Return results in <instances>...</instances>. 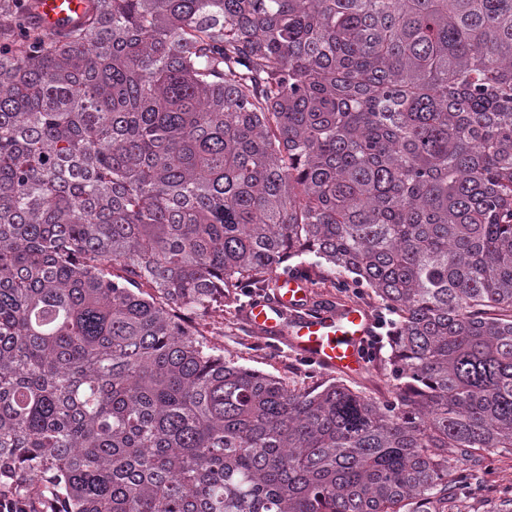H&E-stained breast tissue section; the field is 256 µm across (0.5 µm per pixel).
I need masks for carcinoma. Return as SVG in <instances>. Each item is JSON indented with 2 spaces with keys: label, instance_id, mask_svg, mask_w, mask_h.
<instances>
[{
  "label": "carcinoma",
  "instance_id": "carcinoma-1",
  "mask_svg": "<svg viewBox=\"0 0 512 512\" xmlns=\"http://www.w3.org/2000/svg\"><path fill=\"white\" fill-rule=\"evenodd\" d=\"M293 259L392 315L388 398L201 330ZM499 449L512 0H0L5 507L461 512ZM86 0H35L37 16L49 30L77 21L83 14Z\"/></svg>",
  "mask_w": 512,
  "mask_h": 512
}]
</instances>
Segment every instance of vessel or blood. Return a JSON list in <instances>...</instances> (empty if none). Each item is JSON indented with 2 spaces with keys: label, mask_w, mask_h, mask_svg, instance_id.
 I'll return each mask as SVG.
<instances>
[{
  "label": "vessel or blood",
  "mask_w": 512,
  "mask_h": 512,
  "mask_svg": "<svg viewBox=\"0 0 512 512\" xmlns=\"http://www.w3.org/2000/svg\"><path fill=\"white\" fill-rule=\"evenodd\" d=\"M86 6V0H35L36 13L50 30L77 21ZM270 288L244 311L261 337L282 341L329 372L364 368L362 348L371 328L367 310L357 305L311 309L307 284L287 274H275Z\"/></svg>",
  "instance_id": "vessel-or-blood-1"
}]
</instances>
